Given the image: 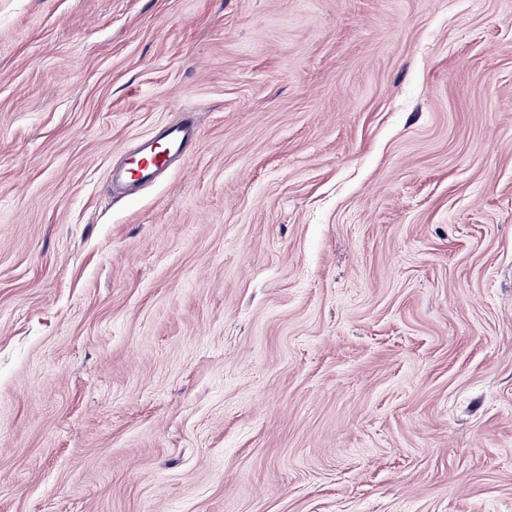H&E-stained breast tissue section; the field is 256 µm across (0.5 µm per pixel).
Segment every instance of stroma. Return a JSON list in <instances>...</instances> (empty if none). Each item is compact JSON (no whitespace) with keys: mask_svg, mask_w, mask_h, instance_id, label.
Here are the masks:
<instances>
[{"mask_svg":"<svg viewBox=\"0 0 512 512\" xmlns=\"http://www.w3.org/2000/svg\"><path fill=\"white\" fill-rule=\"evenodd\" d=\"M0 512H512V0H0ZM196 138V127L188 119L165 123L152 137L144 139L134 152L137 172H130L126 162L120 170H112V179L125 181L131 186L150 183L169 170L171 156L188 155ZM157 146H162L163 150L158 151Z\"/></svg>","mask_w":512,"mask_h":512,"instance_id":"obj_1","label":"stroma"}]
</instances>
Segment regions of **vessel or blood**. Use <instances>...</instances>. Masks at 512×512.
<instances>
[{"instance_id":"vessel-or-blood-1","label":"vessel or blood","mask_w":512,"mask_h":512,"mask_svg":"<svg viewBox=\"0 0 512 512\" xmlns=\"http://www.w3.org/2000/svg\"><path fill=\"white\" fill-rule=\"evenodd\" d=\"M196 138V127L188 119L165 123L152 137L141 142L134 154L136 171L124 167L113 172L112 178L132 186L152 182L169 170L171 156L188 155Z\"/></svg>"}]
</instances>
